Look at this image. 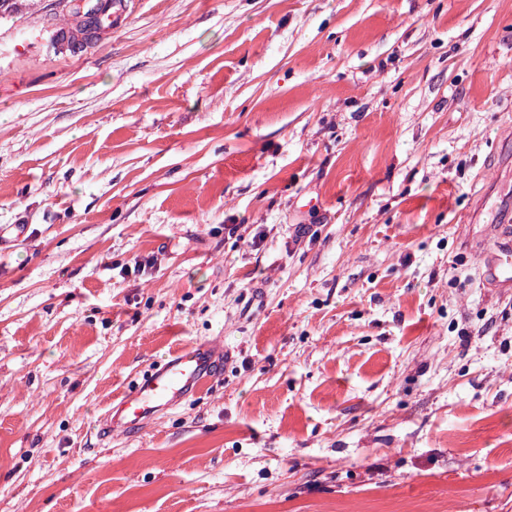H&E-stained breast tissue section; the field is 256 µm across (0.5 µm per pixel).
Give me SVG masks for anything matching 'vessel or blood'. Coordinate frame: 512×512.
Segmentation results:
<instances>
[{
  "label": "vessel or blood",
  "mask_w": 512,
  "mask_h": 512,
  "mask_svg": "<svg viewBox=\"0 0 512 512\" xmlns=\"http://www.w3.org/2000/svg\"><path fill=\"white\" fill-rule=\"evenodd\" d=\"M222 354L219 344H200L181 350L162 366L149 371L101 418L100 438H110L113 430L118 428L138 429L175 401L198 394L206 386Z\"/></svg>",
  "instance_id": "obj_1"
}]
</instances>
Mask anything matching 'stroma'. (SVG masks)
<instances>
[{"mask_svg": "<svg viewBox=\"0 0 512 512\" xmlns=\"http://www.w3.org/2000/svg\"><path fill=\"white\" fill-rule=\"evenodd\" d=\"M63 20L0 16V512H512V0ZM78 2H83V4ZM86 2L89 1H66L68 14L76 22V25L72 28L70 35V45L73 52L83 51L92 42L96 36V31L100 28L99 13L104 11L106 8L112 6V15L107 16L104 20V24H106L110 29H112V26L115 27L118 25L123 14V6L125 3L123 0H114L113 2L112 0H107L106 3H100L98 7H87ZM221 348L220 344L211 343L183 349L162 366L149 371L101 418V440L112 437V430L117 428L136 430L175 401L202 391L211 377L217 359L224 355Z\"/></svg>", "mask_w": 512, "mask_h": 512, "instance_id": "stroma-1", "label": "stroma"}]
</instances>
